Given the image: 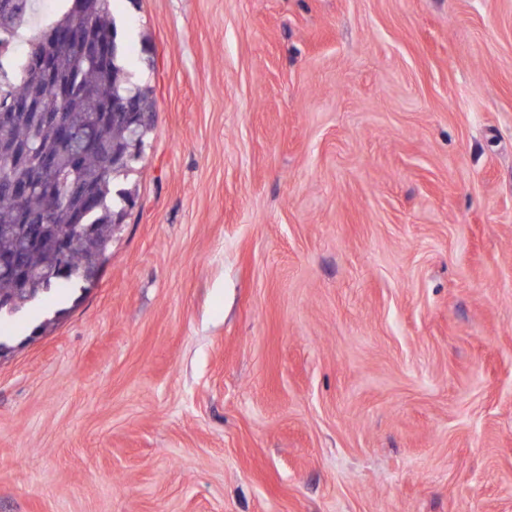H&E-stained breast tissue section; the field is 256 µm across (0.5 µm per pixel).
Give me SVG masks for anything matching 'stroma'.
I'll return each instance as SVG.
<instances>
[{
	"label": "stroma",
	"mask_w": 512,
	"mask_h": 512,
	"mask_svg": "<svg viewBox=\"0 0 512 512\" xmlns=\"http://www.w3.org/2000/svg\"><path fill=\"white\" fill-rule=\"evenodd\" d=\"M114 18L154 124L0 338V512H512V0Z\"/></svg>",
	"instance_id": "obj_1"
}]
</instances>
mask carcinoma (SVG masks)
Masks as SVG:
<instances>
[{
	"mask_svg": "<svg viewBox=\"0 0 512 512\" xmlns=\"http://www.w3.org/2000/svg\"><path fill=\"white\" fill-rule=\"evenodd\" d=\"M11 7L0 11V50L17 38L26 26L31 0H10ZM67 9L55 22L29 38L28 47L17 64L0 67V102L13 115L0 122V259L30 273L36 296L76 282L75 274L95 249L107 259L112 237L120 229L132 193L114 189L115 176L129 167L112 165V147L144 138L155 114L153 93L148 86H133L128 79V53L117 43L118 29L111 11L114 0H65ZM46 53L55 63V74L38 111L63 116L78 131L92 128L98 150L73 162L70 151L60 147L55 127L37 124L27 108L35 77L30 69L32 56ZM134 108L148 113L140 128L133 131L112 118V111ZM15 147L27 151V160L10 162ZM55 157L54 167L43 173L53 191L33 182L40 158ZM31 182L27 196L13 192L16 183ZM77 224H92L90 239L75 230ZM69 240L68 251L60 256L57 240Z\"/></svg>",
	"mask_w": 512,
	"mask_h": 512,
	"instance_id": "obj_1",
	"label": "carcinoma"
}]
</instances>
